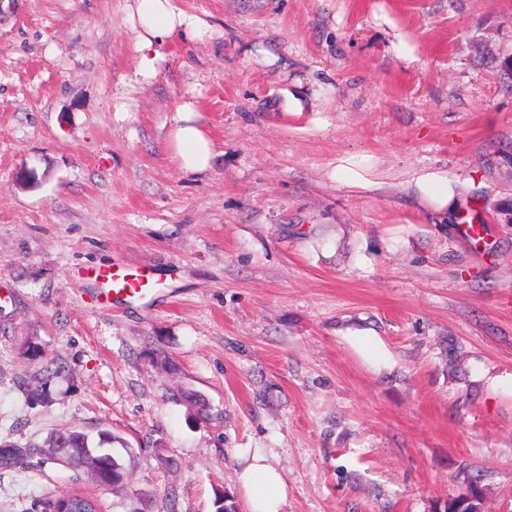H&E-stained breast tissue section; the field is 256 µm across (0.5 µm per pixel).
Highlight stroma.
Returning a JSON list of instances; mask_svg holds the SVG:
<instances>
[{"label": "stroma", "mask_w": 512, "mask_h": 512, "mask_svg": "<svg viewBox=\"0 0 512 512\" xmlns=\"http://www.w3.org/2000/svg\"><path fill=\"white\" fill-rule=\"evenodd\" d=\"M174 5L200 35L138 82L135 0H0V441L110 430L130 491L176 512L218 488L248 512L257 454L282 512H444L473 488L512 512V0ZM187 100L215 152L197 174L170 146ZM111 264L148 267L156 304L99 306L84 270ZM46 360L64 372L30 397ZM76 488L130 512L51 463L0 468V512ZM425 185L431 199L437 202L441 207L448 205V178L437 175H425L418 179V186ZM190 394L194 395V400L187 398V395ZM172 399L177 403H187L192 406L196 411L197 417L201 420L211 421L221 418V414L218 415L212 412V409L207 403L204 395L193 389L182 387L178 388L172 394ZM239 482L248 499V512H280L286 487L281 473L265 458L253 456L240 473Z\"/></svg>", "instance_id": "obj_1"}]
</instances>
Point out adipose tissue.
Returning a JSON list of instances; mask_svg holds the SVG:
<instances>
[{"label":"adipose tissue","mask_w":512,"mask_h":512,"mask_svg":"<svg viewBox=\"0 0 512 512\" xmlns=\"http://www.w3.org/2000/svg\"><path fill=\"white\" fill-rule=\"evenodd\" d=\"M141 23L137 34L138 63L136 81L157 76L164 60L161 48L176 39H190L197 33L192 17L177 10L172 0H136ZM171 147L182 170L199 173L210 168L214 158L209 139L194 103H184L171 132ZM248 499L249 512H280L286 499V487L280 472L265 458L256 456L239 475Z\"/></svg>","instance_id":"adipose-tissue-1"}]
</instances>
